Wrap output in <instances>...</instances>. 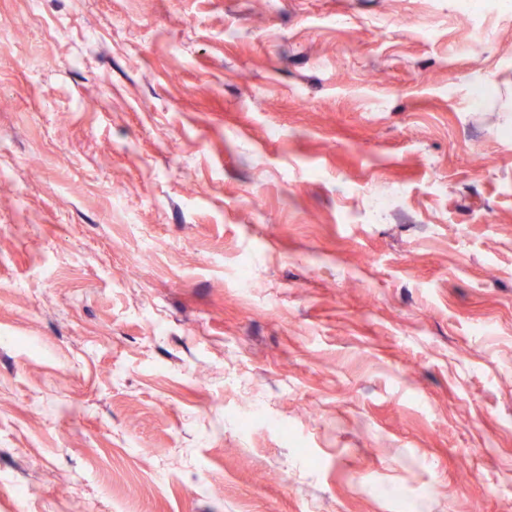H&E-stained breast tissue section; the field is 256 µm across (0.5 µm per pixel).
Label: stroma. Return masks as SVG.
Returning <instances> with one entry per match:
<instances>
[{"mask_svg": "<svg viewBox=\"0 0 512 512\" xmlns=\"http://www.w3.org/2000/svg\"><path fill=\"white\" fill-rule=\"evenodd\" d=\"M0 512H512V0H0Z\"/></svg>", "mask_w": 512, "mask_h": 512, "instance_id": "obj_1", "label": "stroma"}]
</instances>
